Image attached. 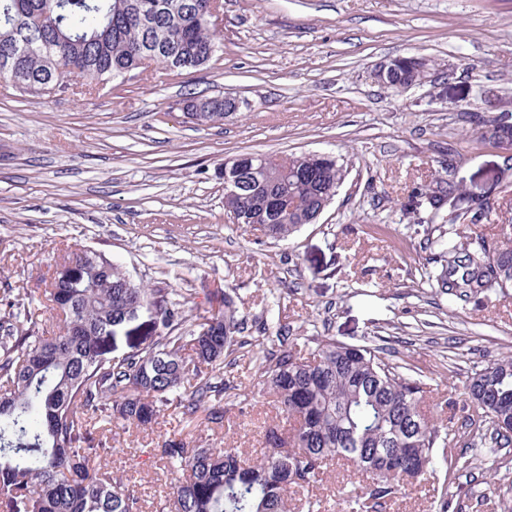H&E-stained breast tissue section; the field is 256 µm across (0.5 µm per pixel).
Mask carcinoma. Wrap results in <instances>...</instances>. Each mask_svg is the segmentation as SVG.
Instances as JSON below:
<instances>
[{
  "label": "carcinoma",
  "mask_w": 512,
  "mask_h": 512,
  "mask_svg": "<svg viewBox=\"0 0 512 512\" xmlns=\"http://www.w3.org/2000/svg\"><path fill=\"white\" fill-rule=\"evenodd\" d=\"M210 0H0V82L40 97L68 75L86 92L125 80L149 62L182 73L209 64L218 51ZM420 79L397 66L387 86L405 89ZM191 123L222 121L232 104L188 93L181 102ZM321 171L319 186L298 182L303 169ZM338 159L290 154L254 173L238 209L268 222L266 201L276 191L291 197L294 213L268 223L265 235L286 240L318 211L326 191L340 188ZM451 192L439 185L428 197L429 223L486 224L501 215L487 201L463 212L448 210ZM503 240L471 239L458 252L438 238L429 286L458 299L481 288H512V224ZM43 297L60 316L49 336L40 332L34 302ZM0 512H140L129 480L112 476L91 456L103 448L78 443L93 421L146 429L166 411L184 416L207 410L224 423V361L239 343L244 322L233 297L224 308L192 323L157 288L137 283L112 260L90 249L64 257L50 287L0 296ZM147 310L156 339L126 355L110 357L114 329ZM284 345L264 356L255 388L272 395L293 425L288 435L269 430L263 455L242 464L237 448L192 445L171 435L153 456L175 474L158 512H290L288 490L307 492L329 466H348L365 477L353 512H380L400 493V483L434 465L441 451L449 469L467 464L452 454L467 448L512 446V358L474 373L468 392L475 408L469 430L438 424L422 409L424 384L392 364L380 347L347 345L326 337L307 358Z\"/></svg>",
  "instance_id": "cac0c4a2"
}]
</instances>
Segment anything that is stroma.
Returning a JSON list of instances; mask_svg holds the SVG:
<instances>
[{"instance_id":"obj_1","label":"stroma","mask_w":512,"mask_h":512,"mask_svg":"<svg viewBox=\"0 0 512 512\" xmlns=\"http://www.w3.org/2000/svg\"><path fill=\"white\" fill-rule=\"evenodd\" d=\"M221 48L207 69L172 76L155 65L87 95L40 99L0 86V289L45 287L71 246L100 251L135 281L162 289L189 318L233 291L244 321L229 357L223 425L169 411L153 429L98 422L85 448L131 479L142 512L170 479L151 454L170 434L248 455L266 428L287 426L258 402L264 352L306 354L317 338L386 349L427 383L440 418L472 413L465 386L512 357V289L459 300L428 287L438 247L427 190L454 189L463 210L500 204L512 220V141L488 139L477 116L512 126V0H221ZM428 59L429 81L402 90L373 72L398 56ZM242 100L223 124L196 126L186 92ZM241 153L330 154L347 172L317 223L284 241L224 211V161ZM154 338L148 312L119 326L113 357ZM468 469L437 460L385 512H512V447L465 448ZM357 476L330 468L309 493L351 512Z\"/></svg>"}]
</instances>
